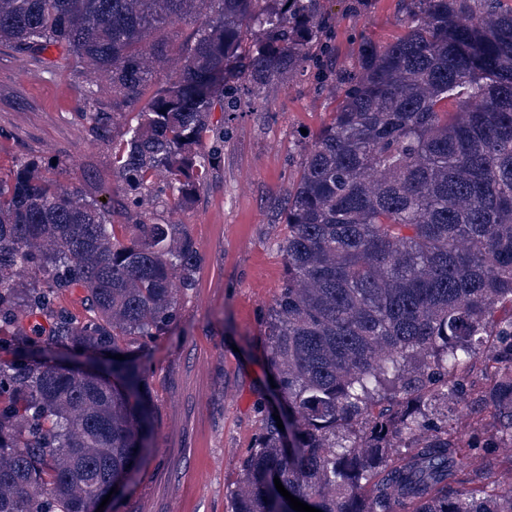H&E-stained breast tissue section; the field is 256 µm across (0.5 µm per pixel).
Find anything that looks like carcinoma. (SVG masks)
Listing matches in <instances>:
<instances>
[{"label": "carcinoma", "instance_id": "carcinoma-1", "mask_svg": "<svg viewBox=\"0 0 512 512\" xmlns=\"http://www.w3.org/2000/svg\"><path fill=\"white\" fill-rule=\"evenodd\" d=\"M403 2V31L334 72L288 187L264 317L284 429L267 413L235 512H295L276 477L321 512H512L497 458L466 467L486 438L512 445V4ZM191 19L163 79L165 32ZM334 34L324 0H0V46L101 73L78 117L100 139L126 125L119 199H80L34 159L0 177V512H91L135 482L152 452L140 359L197 257L184 224L117 220L148 196L190 206L213 114L335 59ZM82 352L87 371L62 366Z\"/></svg>", "mask_w": 512, "mask_h": 512}]
</instances>
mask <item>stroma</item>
I'll use <instances>...</instances> for the list:
<instances>
[{
	"label": "stroma",
	"instance_id": "obj_1",
	"mask_svg": "<svg viewBox=\"0 0 512 512\" xmlns=\"http://www.w3.org/2000/svg\"><path fill=\"white\" fill-rule=\"evenodd\" d=\"M340 62L357 33L377 42L397 35L400 0H327ZM90 75L46 72L0 49V168L32 158L62 164L61 180L87 199L115 188L110 141L93 137L76 116ZM330 89L308 75L269 85L257 108L233 114L209 180L187 208L146 204L147 222L186 225L197 255V282L180 300L178 327L145 361L154 408V452L140 482L103 512H232L239 462L274 410L263 313L284 276L288 227L276 217L304 159L330 120Z\"/></svg>",
	"mask_w": 512,
	"mask_h": 512
}]
</instances>
